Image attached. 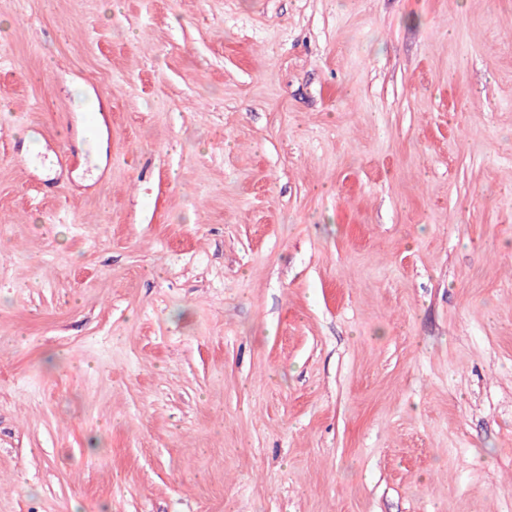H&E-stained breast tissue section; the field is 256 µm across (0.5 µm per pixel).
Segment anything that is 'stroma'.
I'll list each match as a JSON object with an SVG mask.
<instances>
[{
    "label": "stroma",
    "mask_w": 512,
    "mask_h": 512,
    "mask_svg": "<svg viewBox=\"0 0 512 512\" xmlns=\"http://www.w3.org/2000/svg\"><path fill=\"white\" fill-rule=\"evenodd\" d=\"M0 512H512V0H0Z\"/></svg>",
    "instance_id": "1"
}]
</instances>
